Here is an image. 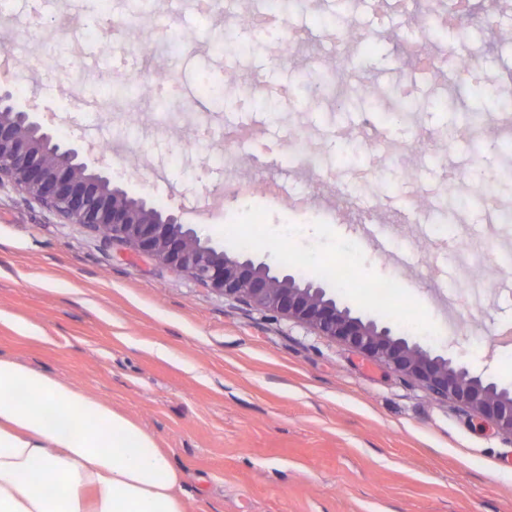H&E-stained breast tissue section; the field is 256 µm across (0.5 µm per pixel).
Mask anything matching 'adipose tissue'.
I'll use <instances>...</instances> for the list:
<instances>
[{"label":"adipose tissue","instance_id":"ef3b65f1","mask_svg":"<svg viewBox=\"0 0 512 512\" xmlns=\"http://www.w3.org/2000/svg\"><path fill=\"white\" fill-rule=\"evenodd\" d=\"M180 485L132 421L0 357V512H186Z\"/></svg>","mask_w":512,"mask_h":512}]
</instances>
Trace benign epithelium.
Segmentation results:
<instances>
[{"label":"benign epithelium","instance_id":"7a95c632","mask_svg":"<svg viewBox=\"0 0 512 512\" xmlns=\"http://www.w3.org/2000/svg\"><path fill=\"white\" fill-rule=\"evenodd\" d=\"M34 110L19 106L8 83L0 82V182L8 180L68 223L85 225L109 241L128 243L201 285L341 340L420 381L435 397L452 399L492 420L512 436L511 386L433 355L388 326L353 315L318 283L300 281L264 262L211 245L183 222L181 214L128 193L112 179L104 158L83 145L55 139L32 120Z\"/></svg>","mask_w":512,"mask_h":512}]
</instances>
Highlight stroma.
I'll return each instance as SVG.
<instances>
[{"instance_id": "stroma-1", "label": "stroma", "mask_w": 512, "mask_h": 512, "mask_svg": "<svg viewBox=\"0 0 512 512\" xmlns=\"http://www.w3.org/2000/svg\"><path fill=\"white\" fill-rule=\"evenodd\" d=\"M147 0L151 22L129 17L131 0H50L42 25L27 24L33 0H10L0 14V57L18 102L63 139L104 127L129 139L108 163L127 190L186 223L225 251L320 281L355 314L410 336L474 373L512 385V224L472 201L466 213H441L439 202L466 196L482 176L499 204L512 207V149L499 142L473 97L449 96L424 82L408 88L419 65L392 52L397 42L427 38L472 56L468 89L495 82L512 63V39L489 42L483 27L455 20L420 34L407 16L380 21L387 54L376 69L356 63L346 109L313 99L336 61L314 41L290 47L288 36L319 29L337 35L336 18L353 30L364 21L353 0H317L314 12H285L267 24L251 17L219 46L225 17L216 0L199 7ZM148 86L139 109L112 122L83 108L102 98L101 84ZM202 105L190 107L185 87ZM390 143L416 130L439 135L405 163L370 153L347 157L344 142L364 124ZM261 127L254 142L235 144L249 174L238 189L215 162L222 132ZM306 136L322 171L349 193L381 198L376 221L390 225L394 246L408 250L400 269L363 243L354 226L308 203L317 174L295 148ZM296 168L287 186L265 193L267 165ZM415 207L433 221L473 226L480 246L472 265L492 279L470 302L462 328L446 335L435 295L447 294L465 247L460 237L426 240L425 225L398 224L395 211ZM259 224L248 247L233 228ZM288 247L280 256L277 244ZM350 267L358 285L340 287ZM393 277L401 293L381 303L373 281ZM0 357L44 372L106 403L150 434L182 474L187 512H512V436L422 383L287 317L200 286L133 247L104 241L0 183Z\"/></svg>"}]
</instances>
